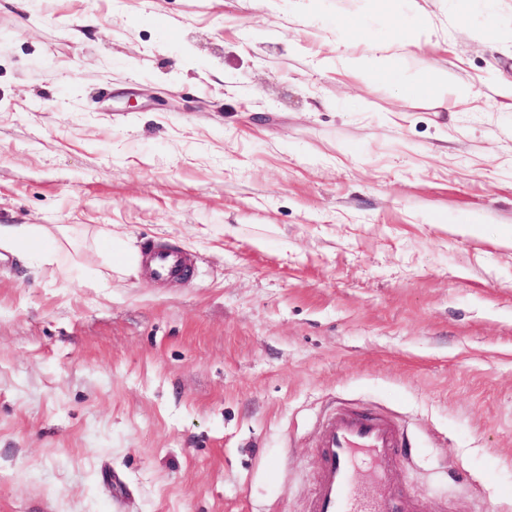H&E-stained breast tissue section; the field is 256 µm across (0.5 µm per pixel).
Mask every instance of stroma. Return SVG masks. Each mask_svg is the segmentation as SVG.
Returning <instances> with one entry per match:
<instances>
[{"label": "stroma", "instance_id": "stroma-1", "mask_svg": "<svg viewBox=\"0 0 512 512\" xmlns=\"http://www.w3.org/2000/svg\"><path fill=\"white\" fill-rule=\"evenodd\" d=\"M387 8L411 96L318 64ZM511 83L512 0H0V225L73 230L0 249V512H305L340 403L512 512ZM385 23L393 38V43L398 45L403 54L408 53L414 43L401 17L395 12H388L385 16ZM144 253L161 277H183L188 273L186 256L178 249L156 250L149 247Z\"/></svg>", "mask_w": 512, "mask_h": 512}]
</instances>
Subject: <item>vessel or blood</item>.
<instances>
[{
    "label": "vessel or blood",
    "mask_w": 512,
    "mask_h": 512,
    "mask_svg": "<svg viewBox=\"0 0 512 512\" xmlns=\"http://www.w3.org/2000/svg\"><path fill=\"white\" fill-rule=\"evenodd\" d=\"M162 277H182L189 267L177 249H147ZM321 480L309 512H420L396 484L410 441L395 419L370 409L337 407L317 442Z\"/></svg>",
    "instance_id": "b4317fda"
}]
</instances>
